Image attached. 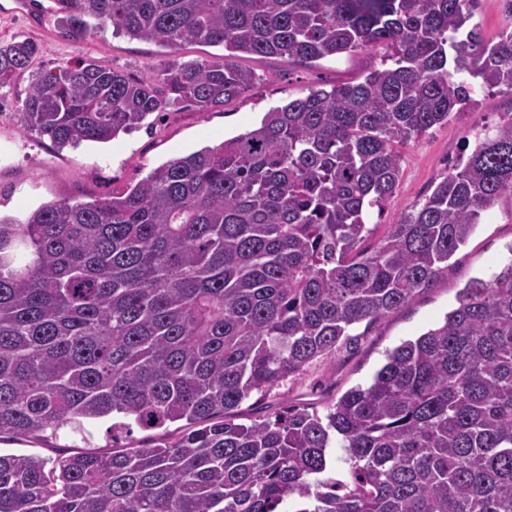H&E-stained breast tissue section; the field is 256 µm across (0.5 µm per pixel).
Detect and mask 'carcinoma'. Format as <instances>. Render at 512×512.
I'll use <instances>...</instances> for the list:
<instances>
[{
  "label": "carcinoma",
  "instance_id": "cac0c4a2",
  "mask_svg": "<svg viewBox=\"0 0 512 512\" xmlns=\"http://www.w3.org/2000/svg\"><path fill=\"white\" fill-rule=\"evenodd\" d=\"M476 0H54L75 40L107 26L224 62L135 79L96 60L32 72L24 128L60 150L107 143L178 105L252 87L239 54L311 64L387 49L357 84L313 88L259 127L174 158L112 198L0 216V440L174 431L110 452L0 453V512H512V258L471 279L442 323L387 352L323 416L241 406L403 307L512 192V121L372 247L398 146L474 86L512 95V0L497 41ZM40 49L0 42V88ZM350 481L321 480L333 442Z\"/></svg>",
  "mask_w": 512,
  "mask_h": 512
}]
</instances>
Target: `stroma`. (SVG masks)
I'll return each instance as SVG.
<instances>
[{
  "label": "stroma",
  "instance_id": "1",
  "mask_svg": "<svg viewBox=\"0 0 512 512\" xmlns=\"http://www.w3.org/2000/svg\"><path fill=\"white\" fill-rule=\"evenodd\" d=\"M21 36L40 47L39 67L54 69L80 59L147 78L165 61L206 59L222 62L220 46L187 44L179 49L113 34L104 29L83 41L63 35L51 0H0V41ZM386 51L377 47L312 65L288 63L273 56L241 55L239 65L252 70L255 85L235 101L208 112L174 107L147 128L120 135L105 144L84 143L56 150L51 142L23 129L19 109L31 77L22 74L0 89V212L24 218L50 200H106L144 179L152 169L259 127L266 112L321 85L356 83L379 66ZM512 120V96L477 91L448 121L402 147L401 177L381 213L370 214L376 236L399 223L423 202L432 186L466 162L478 141L494 126ZM512 254V193L506 192L481 216L465 245L447 268L402 308L389 313L350 348L314 362L300 376L266 392H253L243 403L245 418H258L291 403L326 413L349 388L371 381L385 355L402 342L441 323L456 295L474 277L489 279Z\"/></svg>",
  "mask_w": 512,
  "mask_h": 512
}]
</instances>
